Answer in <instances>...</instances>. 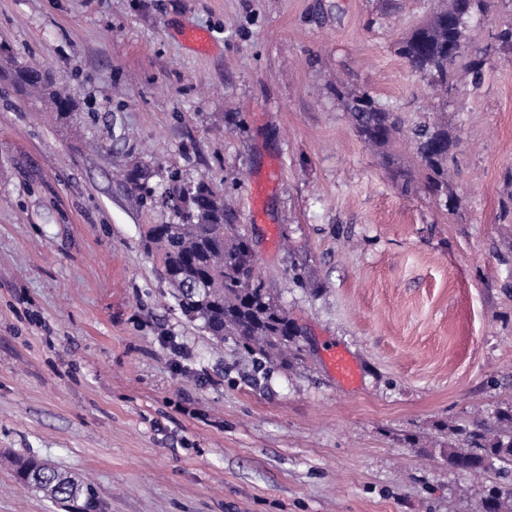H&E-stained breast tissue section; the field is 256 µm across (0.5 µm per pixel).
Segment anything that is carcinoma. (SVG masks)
<instances>
[{"label": "carcinoma", "mask_w": 512, "mask_h": 512, "mask_svg": "<svg viewBox=\"0 0 512 512\" xmlns=\"http://www.w3.org/2000/svg\"><path fill=\"white\" fill-rule=\"evenodd\" d=\"M492 0H448L431 19L399 42L398 54L428 85L449 95L456 88L458 72L479 85L486 53L470 44L468 23L486 13ZM13 84L23 93L47 102L55 119L66 124L76 108L57 87L50 73L39 66L13 62L9 67ZM336 97L345 100L353 126L364 143L376 148L383 166L405 193L420 184L425 191L451 210L457 208L450 179L449 161L456 147L448 126L424 121L408 130L400 117L383 107L374 108L366 92L345 93L336 88ZM408 134L415 162L399 164L389 152L391 144ZM155 171L142 165V175L124 171L125 187L142 208L152 210L166 201H180V221L146 225L143 241L147 253L170 273L166 282L184 313L200 323L217 342L230 337L244 350L257 354L268 364L288 360V342L297 335L294 322L265 288L248 237L235 224V216L224 196L208 183L193 186L181 182L177 174L167 184H153ZM484 444L460 448L452 444L445 451L448 464L466 474L479 476L499 462L512 470V410L499 417L496 427L481 435ZM21 483L41 497L69 503L85 495V482L69 471L32 458L15 461ZM486 499L493 500L494 512H502L512 500V485L493 486Z\"/></svg>", "instance_id": "1"}]
</instances>
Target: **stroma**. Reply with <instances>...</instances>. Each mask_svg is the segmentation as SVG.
<instances>
[{
    "mask_svg": "<svg viewBox=\"0 0 512 512\" xmlns=\"http://www.w3.org/2000/svg\"><path fill=\"white\" fill-rule=\"evenodd\" d=\"M445 3L0 0V45L78 106L57 124L0 79V512H75L20 457L88 481L90 512H484L497 470L443 450L512 409V0L471 20L483 80L447 99L397 53ZM339 85L447 123L456 211L401 192ZM135 161L223 192L300 330L287 365L181 314L141 243L175 215L122 187ZM324 360L329 372L346 385H352L358 377L357 367L349 354L340 346L330 345L324 350Z\"/></svg>",
    "mask_w": 512,
    "mask_h": 512,
    "instance_id": "35a3bbf8",
    "label": "stroma"
}]
</instances>
